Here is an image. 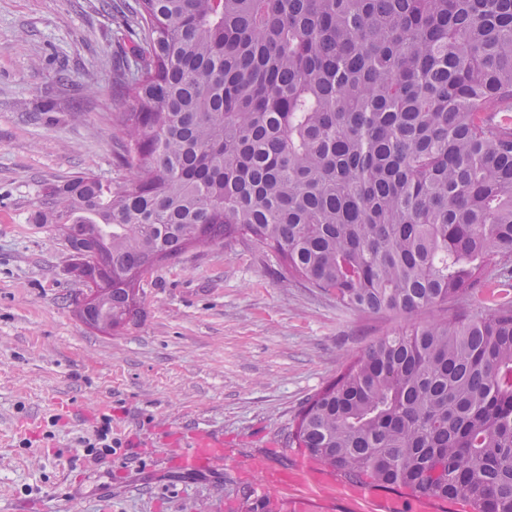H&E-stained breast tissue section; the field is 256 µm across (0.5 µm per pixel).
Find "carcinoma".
<instances>
[{"instance_id":"carcinoma-1","label":"carcinoma","mask_w":512,"mask_h":512,"mask_svg":"<svg viewBox=\"0 0 512 512\" xmlns=\"http://www.w3.org/2000/svg\"><path fill=\"white\" fill-rule=\"evenodd\" d=\"M114 80L122 183L45 186L38 224L105 260L82 321L116 330L144 275L245 241L351 311L467 316L384 336L292 433L353 483L512 512V0H135Z\"/></svg>"}]
</instances>
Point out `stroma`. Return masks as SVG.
Segmentation results:
<instances>
[{
	"label": "stroma",
	"instance_id": "35a3bbf8",
	"mask_svg": "<svg viewBox=\"0 0 512 512\" xmlns=\"http://www.w3.org/2000/svg\"><path fill=\"white\" fill-rule=\"evenodd\" d=\"M134 0H0V512H243L242 493L290 494L301 452L289 433L306 400L373 341L417 320L468 314L462 296L421 313L345 310L266 253L239 241L191 248L142 282L138 317L88 327L83 285L50 224L46 184L91 173L124 180L110 113L123 39L114 16ZM112 465L97 460V430ZM195 429L223 435L234 464L167 469L162 448L132 438ZM282 471L264 485L249 462Z\"/></svg>",
	"mask_w": 512,
	"mask_h": 512
}]
</instances>
